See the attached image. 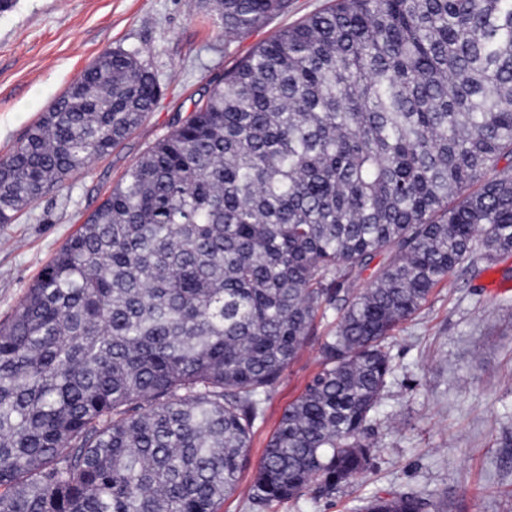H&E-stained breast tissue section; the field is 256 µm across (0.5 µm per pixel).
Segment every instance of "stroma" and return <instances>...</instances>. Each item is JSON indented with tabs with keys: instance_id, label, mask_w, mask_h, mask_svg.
<instances>
[{
	"instance_id": "1",
	"label": "stroma",
	"mask_w": 512,
	"mask_h": 512,
	"mask_svg": "<svg viewBox=\"0 0 512 512\" xmlns=\"http://www.w3.org/2000/svg\"><path fill=\"white\" fill-rule=\"evenodd\" d=\"M329 4L288 0L229 45L204 0H16L0 13V157L103 51L137 53L162 90L154 112L108 155L0 224V322L176 115L191 112L237 60ZM335 326V313L317 318L271 390L251 432L242 489L284 411L319 370V341ZM389 352L394 372L370 423L378 451L365 474L329 497L309 490L261 508L241 490L221 512H358L372 498L404 492L443 512H512V252L458 267L399 325Z\"/></svg>"
}]
</instances>
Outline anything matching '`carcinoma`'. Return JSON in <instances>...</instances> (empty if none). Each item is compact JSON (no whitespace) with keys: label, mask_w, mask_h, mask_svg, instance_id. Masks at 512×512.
<instances>
[{"label":"carcinoma","mask_w":512,"mask_h":512,"mask_svg":"<svg viewBox=\"0 0 512 512\" xmlns=\"http://www.w3.org/2000/svg\"><path fill=\"white\" fill-rule=\"evenodd\" d=\"M285 3L206 0L226 42ZM159 97L137 54H101L0 158V223ZM478 239L512 252V0H333L210 85L0 324V512H220L329 310L322 368L247 495L336 493L374 456L387 340Z\"/></svg>","instance_id":"carcinoma-1"}]
</instances>
